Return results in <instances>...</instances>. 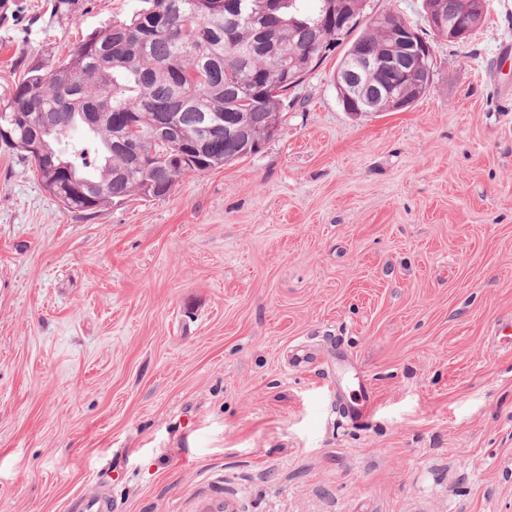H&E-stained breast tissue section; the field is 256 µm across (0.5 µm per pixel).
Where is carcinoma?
Here are the masks:
<instances>
[{
    "label": "carcinoma",
    "instance_id": "obj_1",
    "mask_svg": "<svg viewBox=\"0 0 512 512\" xmlns=\"http://www.w3.org/2000/svg\"><path fill=\"white\" fill-rule=\"evenodd\" d=\"M301 2L247 0L250 20L233 24L224 0H141L52 71L24 70L0 103V143L72 212L163 199L177 177L241 159L279 128L288 90L352 33L340 69L356 54H388L413 30L393 12L366 16V0H315L310 12ZM420 98L407 81L375 111ZM79 127L92 136L67 141Z\"/></svg>",
    "mask_w": 512,
    "mask_h": 512
}]
</instances>
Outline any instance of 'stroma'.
<instances>
[{"label": "stroma", "instance_id": "stroma-1", "mask_svg": "<svg viewBox=\"0 0 512 512\" xmlns=\"http://www.w3.org/2000/svg\"><path fill=\"white\" fill-rule=\"evenodd\" d=\"M139 6L0 0V98ZM385 12L432 41L425 96L352 116L331 56L166 199L71 212L0 147V512H512V0L463 43Z\"/></svg>", "mask_w": 512, "mask_h": 512}]
</instances>
